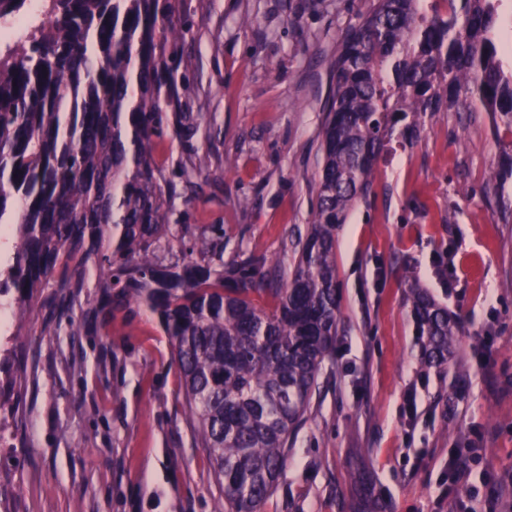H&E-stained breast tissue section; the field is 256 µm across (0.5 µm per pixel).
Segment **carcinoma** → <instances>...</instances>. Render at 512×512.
Segmentation results:
<instances>
[{"label": "carcinoma", "instance_id": "cac0c4a2", "mask_svg": "<svg viewBox=\"0 0 512 512\" xmlns=\"http://www.w3.org/2000/svg\"><path fill=\"white\" fill-rule=\"evenodd\" d=\"M503 2L372 0L349 27L320 132L317 208L285 282L263 256L240 250L224 263L213 224L180 225L181 258L161 255L174 178L210 169L192 143L193 113L163 110L179 100L170 56L184 0H51L31 44L0 50V225L14 241L0 257V297L20 322L41 295L63 313L96 267L77 335L134 305L156 315L224 497L218 512H259L283 472L336 351V225L366 198L396 126L413 137L420 112L478 106L512 132V63L493 39ZM169 128L186 148L175 174L154 157ZM408 300L422 366L447 370L458 326L424 289L410 286Z\"/></svg>", "mask_w": 512, "mask_h": 512}]
</instances>
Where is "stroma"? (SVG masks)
Returning <instances> with one entry per match:
<instances>
[{
    "label": "stroma",
    "instance_id": "1",
    "mask_svg": "<svg viewBox=\"0 0 512 512\" xmlns=\"http://www.w3.org/2000/svg\"><path fill=\"white\" fill-rule=\"evenodd\" d=\"M368 0H185L188 67L181 109L210 176L175 201L185 224L224 228V257H266L287 277L292 244L317 202L320 129L331 64ZM512 133L490 112H429L417 137L394 139L369 195L336 229L340 327L304 422L261 512H448V456L469 457L456 486L476 512L512 493ZM451 257L445 290L436 256ZM428 288L457 320L447 372L422 367L408 302ZM111 343L119 365L103 364ZM0 395L11 441L0 447L9 512H217L222 501L182 407L181 378L156 317L75 336L34 303ZM471 388L453 395L457 378ZM418 392L407 419L404 397Z\"/></svg>",
    "mask_w": 512,
    "mask_h": 512
}]
</instances>
